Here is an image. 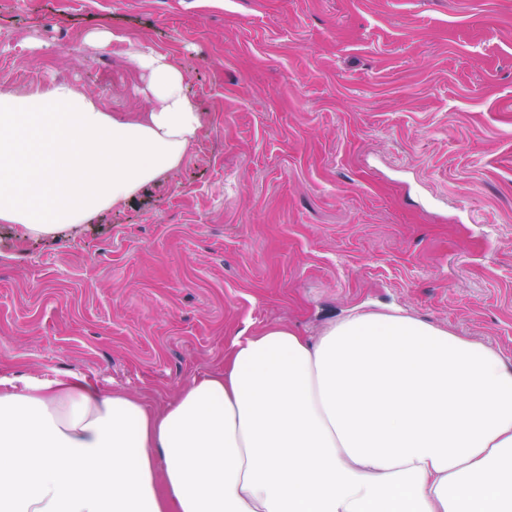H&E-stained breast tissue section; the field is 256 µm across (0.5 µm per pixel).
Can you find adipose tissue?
Returning a JSON list of instances; mask_svg holds the SVG:
<instances>
[{
  "mask_svg": "<svg viewBox=\"0 0 512 512\" xmlns=\"http://www.w3.org/2000/svg\"><path fill=\"white\" fill-rule=\"evenodd\" d=\"M132 118L76 86L0 93V223L78 232L177 170L202 128L186 68L132 45ZM0 512H512V367L362 306L269 325L162 410L79 377H0Z\"/></svg>",
  "mask_w": 512,
  "mask_h": 512,
  "instance_id": "obj_1",
  "label": "adipose tissue"
}]
</instances>
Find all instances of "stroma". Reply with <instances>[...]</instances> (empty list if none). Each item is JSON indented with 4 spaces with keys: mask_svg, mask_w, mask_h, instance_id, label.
Segmentation results:
<instances>
[{
    "mask_svg": "<svg viewBox=\"0 0 512 512\" xmlns=\"http://www.w3.org/2000/svg\"><path fill=\"white\" fill-rule=\"evenodd\" d=\"M2 32L1 93L64 80L136 115L134 41L187 64L203 127L76 234L0 223V377L157 409L235 336L362 304L512 365V0H0Z\"/></svg>",
    "mask_w": 512,
    "mask_h": 512,
    "instance_id": "obj_1",
    "label": "stroma"
}]
</instances>
